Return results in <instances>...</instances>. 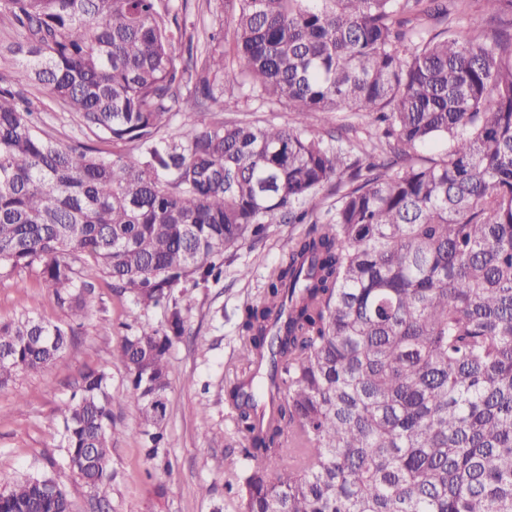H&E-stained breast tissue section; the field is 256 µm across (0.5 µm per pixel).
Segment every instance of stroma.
Returning <instances> with one entry per match:
<instances>
[{
	"label": "stroma",
	"mask_w": 512,
	"mask_h": 512,
	"mask_svg": "<svg viewBox=\"0 0 512 512\" xmlns=\"http://www.w3.org/2000/svg\"><path fill=\"white\" fill-rule=\"evenodd\" d=\"M224 9L225 0H187L182 18L191 44L178 48V56L191 54L204 60L213 47L211 33L224 22ZM0 75L26 86L41 115V130L59 146L97 143L104 152H111V143H98L45 90L26 85L12 58L0 59ZM202 119L259 126L293 121L287 107L259 101L240 104L235 112H206ZM303 230L300 224L272 225L263 241L225 252L219 282L189 291L184 301L188 333L168 358L173 385L165 422L169 467L146 462L138 404L126 388L122 368H113L111 490L102 511L91 490L60 461L55 410L69 398L81 371L111 362L112 350L130 321L131 303L113 292L110 280L94 263H79L81 277L94 282L95 291L73 343L52 364L16 373L0 387V490L24 475L46 473L66 491L73 512H238V498L226 488L231 472L212 467L217 457L237 465L242 462L233 411L224 401V383L241 367L246 307L261 300L268 275L287 250L289 238ZM245 268L250 271L246 277L241 274ZM22 313L63 326L71 322L69 311L55 305L36 271H0V318ZM161 484L166 487L162 496L157 493Z\"/></svg>",
	"instance_id": "35a3bbf8"
}]
</instances>
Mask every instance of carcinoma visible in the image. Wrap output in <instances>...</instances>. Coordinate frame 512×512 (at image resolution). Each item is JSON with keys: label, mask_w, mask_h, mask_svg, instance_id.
I'll return each instance as SVG.
<instances>
[{"label": "carcinoma", "mask_w": 512, "mask_h": 512, "mask_svg": "<svg viewBox=\"0 0 512 512\" xmlns=\"http://www.w3.org/2000/svg\"><path fill=\"white\" fill-rule=\"evenodd\" d=\"M169 2L0 0L15 32L0 56L97 137L133 145L60 148L0 76V270L36 269L80 323L88 256L116 293L164 312L80 374L57 410L64 464L108 499L113 364L146 459H164L186 289L219 281L224 252L271 224H308L245 308L224 388L238 512H512V0H482L505 23L490 35L454 27L458 0H225L229 50L216 32L203 63L181 66L186 29ZM242 97L288 106L293 125L199 122ZM342 110L382 139L313 131ZM176 113L177 141L164 136ZM329 184L336 204L315 218L306 204ZM72 335L0 320V386ZM0 512L72 503L43 473L1 492Z\"/></svg>", "instance_id": "1"}]
</instances>
